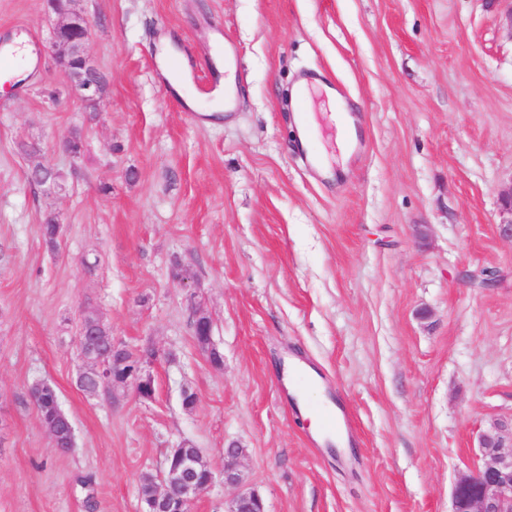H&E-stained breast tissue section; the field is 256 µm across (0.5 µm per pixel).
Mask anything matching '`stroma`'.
<instances>
[{
  "instance_id": "1",
  "label": "stroma",
  "mask_w": 512,
  "mask_h": 512,
  "mask_svg": "<svg viewBox=\"0 0 512 512\" xmlns=\"http://www.w3.org/2000/svg\"><path fill=\"white\" fill-rule=\"evenodd\" d=\"M77 6L105 78L95 109L49 51L48 0H0V37L34 56L0 92V512H90L89 495L91 512H142V476L182 443L216 474L191 512H226L232 445L266 512H451L480 431L512 418V242L497 232L512 185V0ZM228 76L238 107L213 111L198 84ZM304 77L336 88L357 131L335 160L336 131L314 109L328 175L300 143L290 99ZM74 135L76 157L60 148ZM39 162L57 183H30ZM90 309L113 341L153 347V399L78 387ZM196 312L220 364L194 339ZM287 359L321 381L305 404L276 370ZM38 381L72 421L68 454L29 397ZM328 401L348 416L349 453L310 430Z\"/></svg>"
}]
</instances>
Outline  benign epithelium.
Masks as SVG:
<instances>
[{
	"mask_svg": "<svg viewBox=\"0 0 512 512\" xmlns=\"http://www.w3.org/2000/svg\"><path fill=\"white\" fill-rule=\"evenodd\" d=\"M75 0H57L53 3L57 18L53 28V48L56 61L67 69L76 94L84 101L99 104L103 89L99 70L85 51L91 34L87 16L74 8ZM503 217L498 224L499 235L512 241V187L502 191ZM93 335L92 326L82 321L78 339L83 349L82 359L87 371L98 377L96 396L112 399V389L122 383L134 384L137 394L153 387L152 378L142 374L143 363L134 365L126 377L119 379L110 374V355L90 346L86 338ZM242 449H224V485L235 489L228 512H265L258 493L244 487L239 471L231 464ZM208 475L207 485L193 480V475ZM215 475L204 461L201 452L176 449L173 462L165 463L161 483L155 485L153 498L142 512H190V504L212 485ZM451 512H512V420L494 423L479 434V454L474 470L461 477L452 492Z\"/></svg>",
	"mask_w": 512,
	"mask_h": 512,
	"instance_id": "benign-epithelium-1",
	"label": "benign epithelium"
}]
</instances>
